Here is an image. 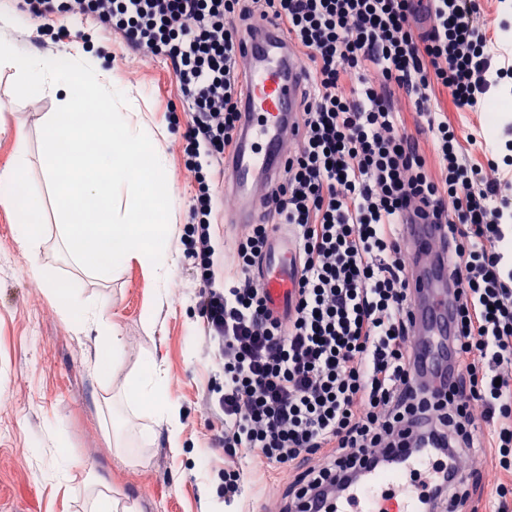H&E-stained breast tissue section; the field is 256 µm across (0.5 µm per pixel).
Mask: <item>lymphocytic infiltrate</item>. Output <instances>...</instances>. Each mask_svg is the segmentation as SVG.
Masks as SVG:
<instances>
[{"mask_svg":"<svg viewBox=\"0 0 512 512\" xmlns=\"http://www.w3.org/2000/svg\"><path fill=\"white\" fill-rule=\"evenodd\" d=\"M31 20L94 19L146 58H164L193 115L183 136L198 186L185 253L200 283L202 344L224 376L201 399L225 456L247 451L287 478L277 512H300L411 425L441 481L424 479L426 512L470 497L482 445L512 470V177L478 164L432 92L461 112L501 122L490 95L512 78L490 51L482 0H18ZM266 19L304 56L301 138L266 193L263 224L233 249L236 275L212 285L211 217L239 130L244 71L237 47ZM411 105L431 134L429 166L408 132ZM444 226L455 287L451 387L425 390L410 322L404 227ZM287 226L297 256L292 304L273 317L256 274L268 239Z\"/></svg>","mask_w":512,"mask_h":512,"instance_id":"f902f5d3","label":"lymphocytic infiltrate"}]
</instances>
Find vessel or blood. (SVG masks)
I'll return each mask as SVG.
<instances>
[{"label":"vessel or blood","instance_id":"obj_1","mask_svg":"<svg viewBox=\"0 0 512 512\" xmlns=\"http://www.w3.org/2000/svg\"><path fill=\"white\" fill-rule=\"evenodd\" d=\"M240 55L245 64L242 119L224 181L235 198L229 223L256 224L265 212L268 186L281 174L290 145L299 139L296 111L302 70L284 28L274 21L261 22ZM405 240L411 253L407 274L418 371L422 380L444 384L449 378L448 338L455 331L446 239L437 225L409 224ZM292 257L287 236L274 233L260 271L269 305L279 314L290 302ZM381 454L392 459V466L368 471L363 486L317 503L318 512H420L421 481L432 470L426 450L401 443Z\"/></svg>","mask_w":512,"mask_h":512}]
</instances>
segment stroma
Instances as JSON below:
<instances>
[{
    "instance_id": "35a3bbf8",
    "label": "stroma",
    "mask_w": 512,
    "mask_h": 512,
    "mask_svg": "<svg viewBox=\"0 0 512 512\" xmlns=\"http://www.w3.org/2000/svg\"><path fill=\"white\" fill-rule=\"evenodd\" d=\"M0 6L17 15L8 35L20 50L58 59L95 51L133 91L174 179L166 245L176 259L163 288L136 260L106 275L73 260L43 175L41 129L58 101L17 100L10 71H0V171L12 164L16 139L24 137L32 159L27 188L40 199L38 258L49 274L45 280L33 274L28 251L14 233L19 213L0 206V512H93L101 493L134 512H260L266 498L281 489L280 476L243 457L248 481L238 500L225 502L229 463L210 446L213 430L200 402L202 391L222 380L200 348L199 283L180 241L195 193L181 149L191 115L178 108L169 63L140 59L93 20L57 15L40 29L18 12L15 0H0ZM61 30L67 38H58ZM434 104L462 133H482L481 143L464 147L474 162L504 154L503 137L483 113L456 111L442 88ZM74 285L118 330L119 356L103 349L95 324L76 326L62 312L56 289ZM147 309L153 312L149 326L142 321ZM147 358L164 372L180 409L182 446L176 451L167 441V423L128 397V381ZM117 438L127 440V449L114 447ZM64 455L78 463L65 478Z\"/></svg>"
}]
</instances>
